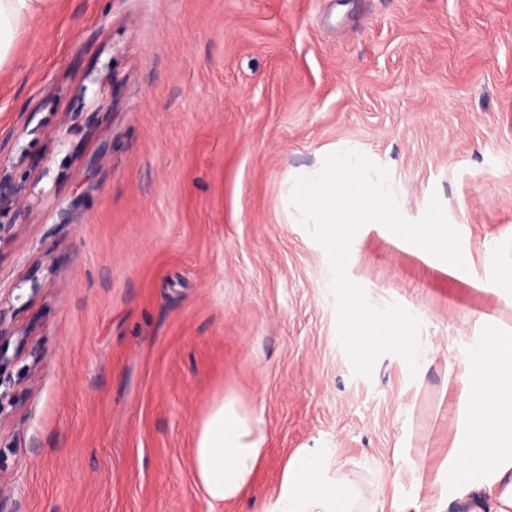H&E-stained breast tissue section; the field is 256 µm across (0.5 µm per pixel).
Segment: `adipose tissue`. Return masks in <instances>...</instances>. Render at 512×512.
<instances>
[{"label":"adipose tissue","instance_id":"adipose-tissue-1","mask_svg":"<svg viewBox=\"0 0 512 512\" xmlns=\"http://www.w3.org/2000/svg\"><path fill=\"white\" fill-rule=\"evenodd\" d=\"M52 0H0V68L12 59L24 26ZM462 433L448 451L444 489L424 500L392 499L388 512H512V336L478 338L459 388ZM266 436L222 400L196 429L191 470L209 502L231 503L252 486ZM362 489L332 469L327 453L296 449L286 460L272 505L261 512H362Z\"/></svg>","mask_w":512,"mask_h":512}]
</instances>
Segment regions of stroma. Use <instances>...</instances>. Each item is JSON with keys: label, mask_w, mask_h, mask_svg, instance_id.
I'll use <instances>...</instances> for the list:
<instances>
[{"label": "stroma", "mask_w": 512, "mask_h": 512, "mask_svg": "<svg viewBox=\"0 0 512 512\" xmlns=\"http://www.w3.org/2000/svg\"><path fill=\"white\" fill-rule=\"evenodd\" d=\"M338 149L461 234L460 271L378 224L351 245L371 304L420 318L417 376L392 354L356 376L339 343L290 202ZM0 156L25 187L0 308L40 350L0 421L21 512H259L298 448L332 450L369 512L440 489L461 362L512 336L485 265L494 243L512 269V0H53L0 70ZM223 397L267 443L217 505L189 458Z\"/></svg>", "instance_id": "stroma-1"}]
</instances>
